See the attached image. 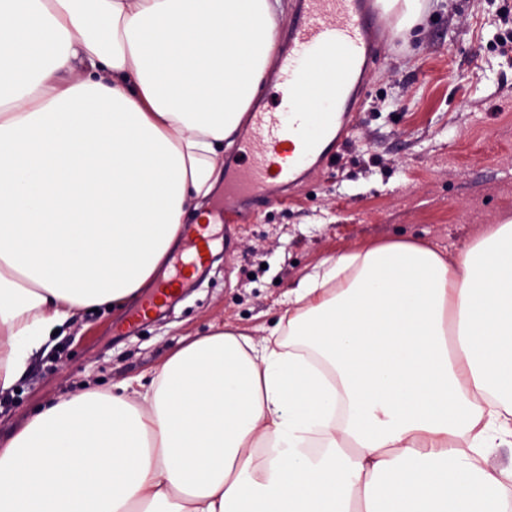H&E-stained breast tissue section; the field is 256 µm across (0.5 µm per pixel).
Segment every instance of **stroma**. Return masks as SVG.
Instances as JSON below:
<instances>
[{
    "label": "stroma",
    "mask_w": 512,
    "mask_h": 512,
    "mask_svg": "<svg viewBox=\"0 0 512 512\" xmlns=\"http://www.w3.org/2000/svg\"><path fill=\"white\" fill-rule=\"evenodd\" d=\"M367 75L338 158L274 205L226 225L222 262L180 288L169 315H86L48 338L0 394V439L41 407L154 371L185 336L224 322L261 336L316 265L395 240L446 260L512 219V0H422Z\"/></svg>",
    "instance_id": "obj_1"
}]
</instances>
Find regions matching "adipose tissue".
Wrapping results in <instances>:
<instances>
[{"instance_id":"adipose-tissue-1","label":"adipose tissue","mask_w":512,"mask_h":512,"mask_svg":"<svg viewBox=\"0 0 512 512\" xmlns=\"http://www.w3.org/2000/svg\"><path fill=\"white\" fill-rule=\"evenodd\" d=\"M280 0H0V394L204 214ZM49 404L0 512H512V220L448 262L393 241L289 290L267 336L183 343L145 391Z\"/></svg>"}]
</instances>
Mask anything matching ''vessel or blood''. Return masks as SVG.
<instances>
[{"instance_id": "obj_1", "label": "vessel or blood", "mask_w": 512, "mask_h": 512, "mask_svg": "<svg viewBox=\"0 0 512 512\" xmlns=\"http://www.w3.org/2000/svg\"><path fill=\"white\" fill-rule=\"evenodd\" d=\"M383 25L375 0H299L288 47L280 57V106L252 113L241 143L247 161L225 183L223 205L212 209L209 223L185 227L179 274L158 281L139 317H146L204 264L226 212L243 202L261 208L278 201L283 187L296 182L312 161L332 156L347 114L365 88ZM309 89L320 93L323 106H298Z\"/></svg>"}]
</instances>
